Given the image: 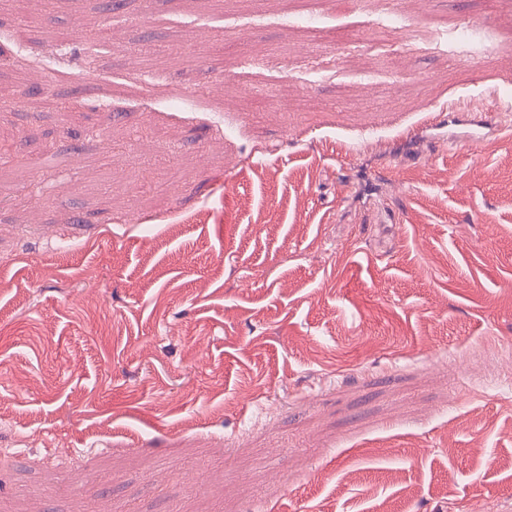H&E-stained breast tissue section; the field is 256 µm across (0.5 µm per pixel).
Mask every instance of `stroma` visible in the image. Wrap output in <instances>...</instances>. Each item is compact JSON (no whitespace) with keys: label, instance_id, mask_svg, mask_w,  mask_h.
I'll use <instances>...</instances> for the list:
<instances>
[{"label":"stroma","instance_id":"1","mask_svg":"<svg viewBox=\"0 0 512 512\" xmlns=\"http://www.w3.org/2000/svg\"><path fill=\"white\" fill-rule=\"evenodd\" d=\"M436 17L512 0H0V512H512V55L366 43ZM445 112H447V106L431 112H425L421 121L415 126L403 129L400 137L405 141L415 140L425 131L435 130L444 126L447 122H451L449 114L447 115Z\"/></svg>","mask_w":512,"mask_h":512}]
</instances>
